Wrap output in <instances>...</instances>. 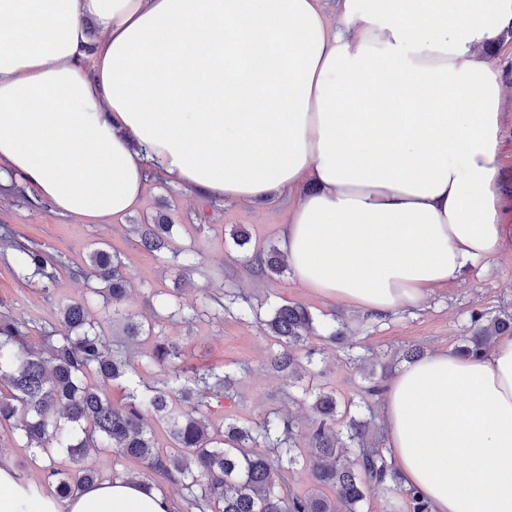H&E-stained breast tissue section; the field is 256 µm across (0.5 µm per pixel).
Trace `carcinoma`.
I'll use <instances>...</instances> for the list:
<instances>
[{
	"instance_id": "1",
	"label": "carcinoma",
	"mask_w": 512,
	"mask_h": 512,
	"mask_svg": "<svg viewBox=\"0 0 512 512\" xmlns=\"http://www.w3.org/2000/svg\"><path fill=\"white\" fill-rule=\"evenodd\" d=\"M172 230L167 219L159 218L137 225L135 233L140 246L161 254L170 250ZM10 246L18 251L16 278L48 290L61 257L13 240ZM121 265L104 248L89 253L81 275L90 297L102 302L105 318L91 317L88 300L73 301L60 308L41 350L29 348L25 322L0 315V378L9 384L7 391L0 390V426H10L23 447L48 460L45 478L56 482L59 495L69 496L102 477L89 468L62 470L55 456L79 462L100 448L138 460L147 484L160 478L181 485L187 512H360L368 487L388 490L396 482L392 463L368 442V420L352 416L334 429L338 402L330 392L315 396L311 452L304 459L297 444L300 421L290 413L211 431L203 411L209 400L226 397L234 372L188 363L178 342L156 344L149 359L159 374L150 381L142 378L126 354L112 349L104 332V324L118 319L133 342L154 330L151 322L127 311L128 278ZM262 265L270 276L286 270L284 255L276 248L266 250ZM255 321L278 346L269 357L271 367L298 374L302 365L297 352L316 335L311 312L301 304H286L265 318L255 315ZM503 335H512L511 313L487 319L476 311L471 336L458 354L478 356ZM92 377L99 384L91 383ZM118 381L125 392L120 406L102 391ZM153 420L166 424L170 450L156 447ZM300 462L331 496L288 491V475Z\"/></svg>"
}]
</instances>
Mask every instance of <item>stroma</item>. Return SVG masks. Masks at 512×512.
Returning a JSON list of instances; mask_svg holds the SVG:
<instances>
[{
  "mask_svg": "<svg viewBox=\"0 0 512 512\" xmlns=\"http://www.w3.org/2000/svg\"><path fill=\"white\" fill-rule=\"evenodd\" d=\"M489 61L504 72L507 81L500 147L508 186L502 204L507 245L493 259L470 267L460 280L435 289L422 305L373 316L322 298L290 274L261 275L249 258L281 246L291 205L288 198L275 196L257 206L206 201L159 176L150 182L138 207L104 224L63 216L47 203L30 204L17 198L13 189L0 190V225L64 260L49 292L44 293L14 277L15 252L0 240V314L26 322L29 345L41 348L43 329L56 321L59 308L86 295L85 284L72 276V268L85 266L94 245L104 243L119 254L130 279L129 309L156 321L154 337L130 349L144 379L155 375L147 355L164 338L179 340L192 364H222L237 371L232 395L210 404L211 427L238 418L257 421L273 411H289L304 421L311 417L313 395L268 367L267 357L275 344L256 327L251 313L255 307L268 313L288 303L305 305L315 321L316 334L308 343L315 352V386L334 392L340 402L366 403L375 413L374 425H381V399L367 395L366 389L371 379L395 377L405 348L417 345L428 353L455 350L468 334L473 311L490 317L512 311V46L501 47ZM164 204L176 224L175 251L156 255L138 246L132 227L153 222ZM239 226L250 237L242 249L231 238ZM181 277L191 279L192 287L171 296L174 281ZM228 291L239 298L223 315L201 314L206 298ZM337 328L344 330L345 341L333 346L326 337ZM0 457L11 459L21 478L55 490V483L44 477V459L21 447L7 428H0Z\"/></svg>",
  "mask_w": 512,
  "mask_h": 512,
  "instance_id": "1",
  "label": "stroma"
}]
</instances>
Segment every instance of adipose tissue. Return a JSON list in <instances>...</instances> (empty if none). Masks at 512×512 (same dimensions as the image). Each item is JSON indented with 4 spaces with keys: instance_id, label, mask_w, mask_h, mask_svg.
I'll return each instance as SVG.
<instances>
[{
    "instance_id": "adipose-tissue-1",
    "label": "adipose tissue",
    "mask_w": 512,
    "mask_h": 512,
    "mask_svg": "<svg viewBox=\"0 0 512 512\" xmlns=\"http://www.w3.org/2000/svg\"><path fill=\"white\" fill-rule=\"evenodd\" d=\"M102 33L83 63L86 19ZM512 0H0V185L92 224L152 174L204 198L294 194L289 273L385 315L505 244ZM431 512H512V336L403 367L382 401ZM141 482L69 497L0 458V512H169Z\"/></svg>"
}]
</instances>
